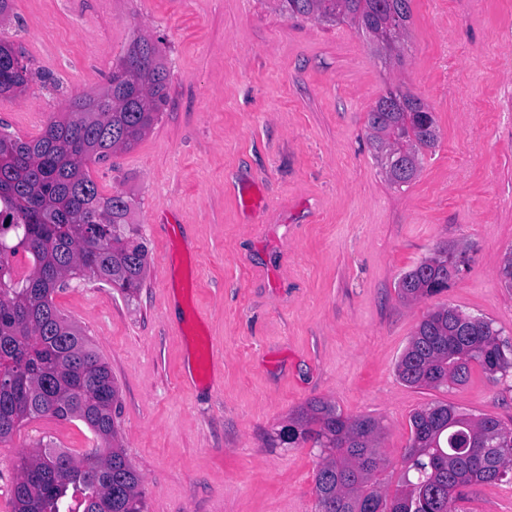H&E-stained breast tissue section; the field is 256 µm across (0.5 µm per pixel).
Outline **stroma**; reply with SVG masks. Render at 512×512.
Instances as JSON below:
<instances>
[{"instance_id": "stroma-1", "label": "stroma", "mask_w": 512, "mask_h": 512, "mask_svg": "<svg viewBox=\"0 0 512 512\" xmlns=\"http://www.w3.org/2000/svg\"><path fill=\"white\" fill-rule=\"evenodd\" d=\"M158 42L167 103L136 145L88 173L122 193L149 249L134 298L77 278L54 294L108 363L123 447L149 512H317L311 443L274 434L314 399L383 432L394 491L410 417L441 401L512 423V376L438 390L396 363L417 324L446 304L512 341V0H411L401 62L344 22L286 17L273 0H9L0 39L22 48V99L0 96V131L37 138L77 95L97 94L133 41ZM401 87L440 135L407 186H391L367 116ZM439 243L472 262L447 291L406 302L402 274ZM212 346L213 359L198 356ZM27 423L0 446V499L16 457L40 440L94 444ZM463 512H512V483L462 488Z\"/></svg>"}]
</instances>
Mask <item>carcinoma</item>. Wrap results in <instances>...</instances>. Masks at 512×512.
I'll return each mask as SVG.
<instances>
[{
	"instance_id": "carcinoma-1",
	"label": "carcinoma",
	"mask_w": 512,
	"mask_h": 512,
	"mask_svg": "<svg viewBox=\"0 0 512 512\" xmlns=\"http://www.w3.org/2000/svg\"><path fill=\"white\" fill-rule=\"evenodd\" d=\"M291 16L350 20L387 52L410 19V0H280ZM31 71L23 53L0 41V87L26 89ZM168 73L159 46L138 39L112 70L102 93L75 96L69 117L49 120L30 142L0 131V442L42 416L77 420L96 444L77 458L41 443L20 453L10 489L11 512H147L141 479L119 441V388L90 340L61 313L53 295L73 278L92 277L128 297L144 285L149 250L128 223L129 201L102 196L90 178L91 160L137 144L167 101ZM422 101L390 89L368 113L378 163L398 187L420 171L435 146L437 124L414 122ZM437 245L405 272L398 296L416 301L442 293L454 254ZM26 254L27 274L13 276L8 256ZM492 379L512 370V345L493 322L438 306L418 324L397 362L398 377L416 388L463 382L472 366ZM403 455L401 490L385 494L377 473L382 426L369 416L345 417L336 405L311 401L277 432L291 444L320 449L315 474L318 512H458L460 488L512 481V426L473 417L436 402L414 412Z\"/></svg>"
}]
</instances>
